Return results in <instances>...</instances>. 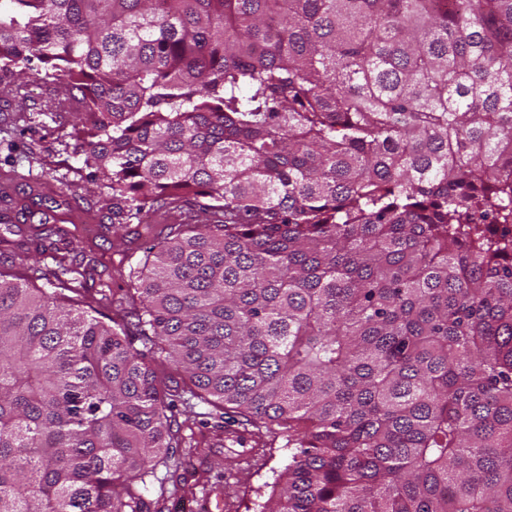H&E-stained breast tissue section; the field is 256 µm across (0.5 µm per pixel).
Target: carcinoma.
Listing matches in <instances>:
<instances>
[{"instance_id": "obj_1", "label": "carcinoma", "mask_w": 512, "mask_h": 512, "mask_svg": "<svg viewBox=\"0 0 512 512\" xmlns=\"http://www.w3.org/2000/svg\"><path fill=\"white\" fill-rule=\"evenodd\" d=\"M2 47L111 223H217L126 322L0 270V512H150L191 399L286 440L263 512H512V0H0Z\"/></svg>"}]
</instances>
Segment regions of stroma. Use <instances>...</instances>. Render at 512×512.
<instances>
[{"label":"stroma","mask_w":512,"mask_h":512,"mask_svg":"<svg viewBox=\"0 0 512 512\" xmlns=\"http://www.w3.org/2000/svg\"><path fill=\"white\" fill-rule=\"evenodd\" d=\"M39 61H32L25 78L27 112H19L11 96L0 94V266L25 272L52 265L55 254L84 255L79 287L99 299L101 310L130 284V272L139 271L146 251L156 244V233L166 224H201L206 216L201 202L150 214L143 224H110L98 184L75 174L78 159L68 146L74 129L90 126L91 118L72 101L65 81L44 82ZM55 199L58 234L46 236L38 218H27L32 202ZM203 420L194 424L199 452L175 451L176 467H158L170 495L148 497L154 512H205L204 498H218L222 512H260L272 484L288 463L282 438L266 434L257 441L251 427L237 414H212L196 403ZM256 454L249 470H241L239 456Z\"/></svg>","instance_id":"35a3bbf8"}]
</instances>
